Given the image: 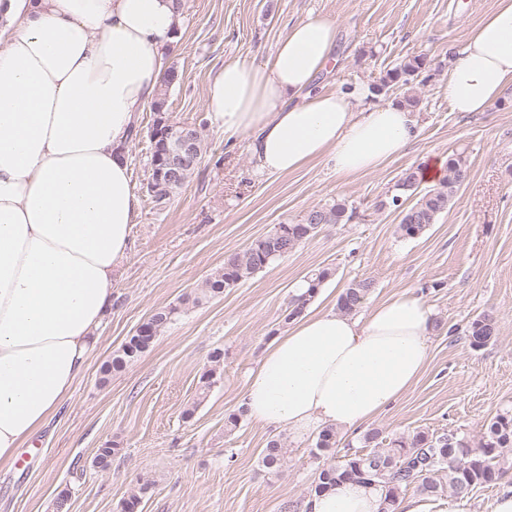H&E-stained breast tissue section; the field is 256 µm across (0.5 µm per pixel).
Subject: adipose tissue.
Segmentation results:
<instances>
[{"instance_id":"obj_1","label":"adipose tissue","mask_w":512,"mask_h":512,"mask_svg":"<svg viewBox=\"0 0 512 512\" xmlns=\"http://www.w3.org/2000/svg\"><path fill=\"white\" fill-rule=\"evenodd\" d=\"M175 0H0V463L58 410L86 373L138 199L126 145L169 67ZM336 25L289 26L262 62L228 58L204 106L225 139L246 140L270 176L322 161L339 177L372 173L417 141L414 114L367 105L356 86L324 91ZM456 112H483L512 86V0H498L446 73ZM432 310L395 294L353 317L298 318L248 376L243 405L303 437L368 425L429 361ZM378 489L347 482L301 512H378Z\"/></svg>"}]
</instances>
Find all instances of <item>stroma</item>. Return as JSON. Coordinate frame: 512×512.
Here are the masks:
<instances>
[{
  "label": "stroma",
  "instance_id": "35a3bbf8",
  "mask_svg": "<svg viewBox=\"0 0 512 512\" xmlns=\"http://www.w3.org/2000/svg\"><path fill=\"white\" fill-rule=\"evenodd\" d=\"M498 0H184L169 58L182 75L169 93L173 120L195 125L204 138L201 164L164 204L147 192L150 107L129 141L131 177L139 199L132 244L113 283L112 314L86 375L51 420L0 464V512H56L69 491V512H116L139 480L153 490L139 512H281L301 505L321 460L315 436L242 417L245 382L268 344L285 329L286 309L306 276L330 270L310 304L336 303L355 280H373L371 309L410 293L444 323L430 337L428 366L413 388L372 423L386 435L452 431L478 445L491 420L512 410V88L484 112H455L443 80L449 55ZM320 13L337 28L335 66L320 84L333 91L378 83L408 56L431 62L417 85L420 138L402 155L365 176L340 178L315 161L280 177L257 171L243 140H225L208 117L204 95L225 58L266 59L289 24ZM465 151L468 175L454 202L420 237H403L398 211L384 207L403 170L422 159L447 160ZM345 201L351 218L326 224L294 253L224 294L184 311L153 347L101 383V368L156 309L177 302L228 255L245 250L275 225L293 224L311 207ZM492 313L497 335L481 349L464 336L468 323ZM224 361L217 382L200 396L198 382L214 349ZM194 408L191 419L182 416ZM285 438L287 464L265 469L268 440ZM115 442L109 471L93 465L96 449ZM507 471L462 499L403 498L421 512H494L512 487Z\"/></svg>",
  "mask_w": 512,
  "mask_h": 512
}]
</instances>
